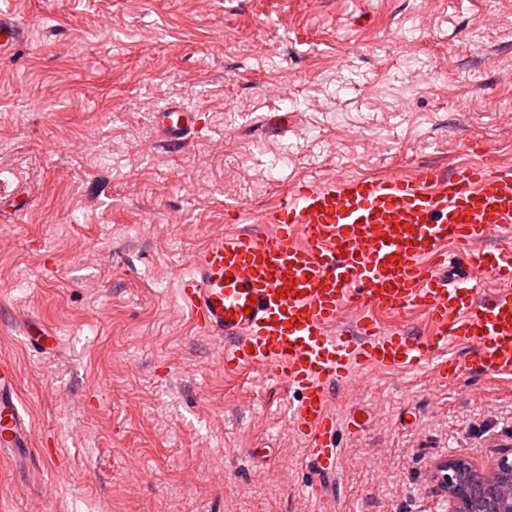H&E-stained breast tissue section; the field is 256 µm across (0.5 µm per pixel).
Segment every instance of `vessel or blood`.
Listing matches in <instances>:
<instances>
[{
	"instance_id": "obj_1",
	"label": "vessel or blood",
	"mask_w": 512,
	"mask_h": 512,
	"mask_svg": "<svg viewBox=\"0 0 512 512\" xmlns=\"http://www.w3.org/2000/svg\"><path fill=\"white\" fill-rule=\"evenodd\" d=\"M23 37L0 17V51ZM199 120L175 104L152 114L170 150L188 143ZM265 221L275 225L273 237L212 236L191 258L178 295L200 332L223 339L225 370L262 367L297 394L289 425L318 473L336 474L338 466L330 392L356 384L367 369L430 370L441 384L467 374L512 377V248L475 249L512 232L511 164L299 182ZM463 258L501 289L484 295L480 281L458 273ZM416 308L432 324L430 336L377 319ZM346 311L355 316L350 335L336 330ZM16 390L13 366L0 361L5 448L30 439Z\"/></svg>"
}]
</instances>
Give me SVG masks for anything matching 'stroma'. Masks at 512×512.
I'll use <instances>...</instances> for the list:
<instances>
[{
	"label": "stroma",
	"instance_id": "obj_1",
	"mask_svg": "<svg viewBox=\"0 0 512 512\" xmlns=\"http://www.w3.org/2000/svg\"><path fill=\"white\" fill-rule=\"evenodd\" d=\"M0 361L31 445L0 448V512H448L431 475L512 458V381L373 369L332 391L336 476L286 386L225 374L178 309L209 237L262 236L300 181L512 163V0H0ZM200 112L158 147L150 114ZM288 131L260 135L266 115ZM56 343L35 350L27 326ZM0 36H3V40L0 41V51L7 52L22 41L24 31L14 21L3 18L0 12Z\"/></svg>",
	"mask_w": 512,
	"mask_h": 512
}]
</instances>
